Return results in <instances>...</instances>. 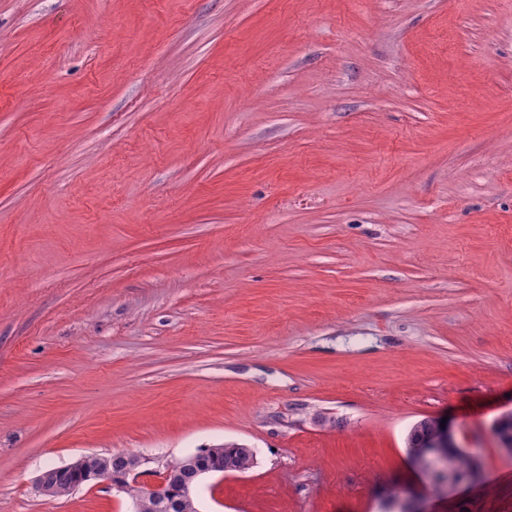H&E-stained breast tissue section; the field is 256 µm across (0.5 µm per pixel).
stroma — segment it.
I'll return each instance as SVG.
<instances>
[{
  "instance_id": "obj_1",
  "label": "stroma",
  "mask_w": 512,
  "mask_h": 512,
  "mask_svg": "<svg viewBox=\"0 0 512 512\" xmlns=\"http://www.w3.org/2000/svg\"><path fill=\"white\" fill-rule=\"evenodd\" d=\"M509 413L512 0H0V512L224 442L199 512H512ZM435 420V432L426 442L418 445H408V452L415 457L420 463L426 465L425 473L432 475L430 464L434 460H442L448 452V465L456 471L467 474V479H474L477 476L476 463L468 454L459 449L454 441L453 431L445 422L444 427L440 426L441 420ZM415 447V448H413Z\"/></svg>"
}]
</instances>
